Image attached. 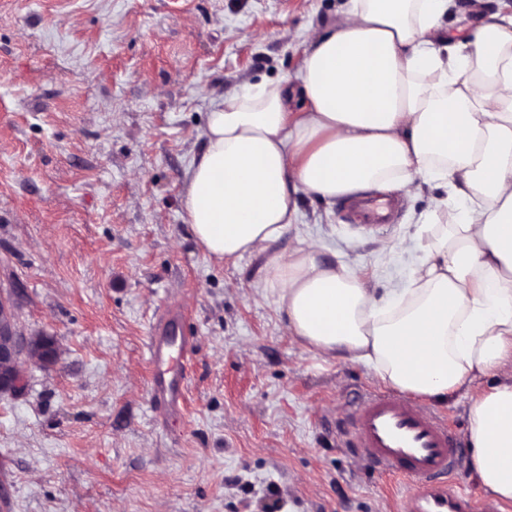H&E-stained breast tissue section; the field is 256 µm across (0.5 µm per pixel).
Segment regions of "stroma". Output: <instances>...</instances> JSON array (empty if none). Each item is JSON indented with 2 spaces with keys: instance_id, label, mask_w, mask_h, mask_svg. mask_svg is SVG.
<instances>
[{
  "instance_id": "35a3bbf8",
  "label": "stroma",
  "mask_w": 512,
  "mask_h": 512,
  "mask_svg": "<svg viewBox=\"0 0 512 512\" xmlns=\"http://www.w3.org/2000/svg\"><path fill=\"white\" fill-rule=\"evenodd\" d=\"M346 0H0V290L58 360L0 399V512H409L410 486L336 445L362 365L306 352L268 254L209 257L185 222L186 172L212 106L298 71ZM418 199L387 224L298 200L280 248L309 238L386 295L421 255ZM179 302L196 348L183 416L149 404L145 343Z\"/></svg>"
}]
</instances>
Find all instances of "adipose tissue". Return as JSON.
<instances>
[{
    "mask_svg": "<svg viewBox=\"0 0 512 512\" xmlns=\"http://www.w3.org/2000/svg\"><path fill=\"white\" fill-rule=\"evenodd\" d=\"M451 0H348L314 29L300 75L306 108L259 82L213 106L187 170L185 221L220 260L271 252L264 288L305 351L342 356L402 393L468 407L471 468L512 501V12L438 44ZM444 188L451 224L418 223L423 254L380 296L317 240L276 250L296 198L359 199Z\"/></svg>",
    "mask_w": 512,
    "mask_h": 512,
    "instance_id": "adipose-tissue-1",
    "label": "adipose tissue"
}]
</instances>
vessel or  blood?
<instances>
[{
	"label": "vessel or blood",
	"instance_id": "obj_1",
	"mask_svg": "<svg viewBox=\"0 0 512 512\" xmlns=\"http://www.w3.org/2000/svg\"><path fill=\"white\" fill-rule=\"evenodd\" d=\"M193 350L183 311L169 304L146 343L153 411L166 417L183 412L182 362ZM336 444L381 473L411 481L417 490L413 512H471L468 496L452 486L462 465V439L433 411L394 393L361 392L336 427Z\"/></svg>",
	"mask_w": 512,
	"mask_h": 512
}]
</instances>
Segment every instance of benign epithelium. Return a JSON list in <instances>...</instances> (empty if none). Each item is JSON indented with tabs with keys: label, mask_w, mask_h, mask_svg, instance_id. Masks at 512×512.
<instances>
[{
	"label": "benign epithelium",
	"mask_w": 512,
	"mask_h": 512,
	"mask_svg": "<svg viewBox=\"0 0 512 512\" xmlns=\"http://www.w3.org/2000/svg\"><path fill=\"white\" fill-rule=\"evenodd\" d=\"M37 360L44 366L57 360V353L50 343L42 342L37 336L26 335L18 325H0V398L16 395L21 389L22 364Z\"/></svg>",
	"instance_id": "obj_1"
}]
</instances>
